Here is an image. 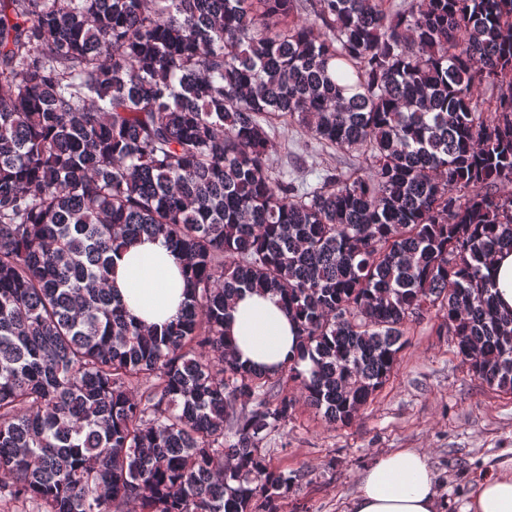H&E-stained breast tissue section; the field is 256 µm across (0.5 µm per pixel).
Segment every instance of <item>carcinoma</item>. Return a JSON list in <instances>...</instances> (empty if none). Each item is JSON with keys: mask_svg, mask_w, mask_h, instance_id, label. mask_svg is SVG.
I'll use <instances>...</instances> for the list:
<instances>
[{"mask_svg": "<svg viewBox=\"0 0 512 512\" xmlns=\"http://www.w3.org/2000/svg\"><path fill=\"white\" fill-rule=\"evenodd\" d=\"M294 125L361 172L274 170ZM143 235L188 266L161 330L109 288ZM503 248L512 0H0V502L280 512L301 473L262 443L300 402L351 423L407 324L442 316L512 393ZM245 290L282 298L309 368L235 358ZM491 272L495 284L496 302L512 311V252L502 251L491 259Z\"/></svg>", "mask_w": 512, "mask_h": 512, "instance_id": "carcinoma-1", "label": "carcinoma"}]
</instances>
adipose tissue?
Returning <instances> with one entry per match:
<instances>
[{
	"instance_id": "ef3b65f1",
	"label": "adipose tissue",
	"mask_w": 512,
	"mask_h": 512,
	"mask_svg": "<svg viewBox=\"0 0 512 512\" xmlns=\"http://www.w3.org/2000/svg\"><path fill=\"white\" fill-rule=\"evenodd\" d=\"M186 262L163 240L141 238L114 257L111 285L129 313L145 326L176 321L185 295ZM240 362L275 371L299 360V340L278 296L246 291L226 320ZM426 453L403 448L381 455L359 477L350 512H437ZM469 512H512V470L486 476Z\"/></svg>"
}]
</instances>
